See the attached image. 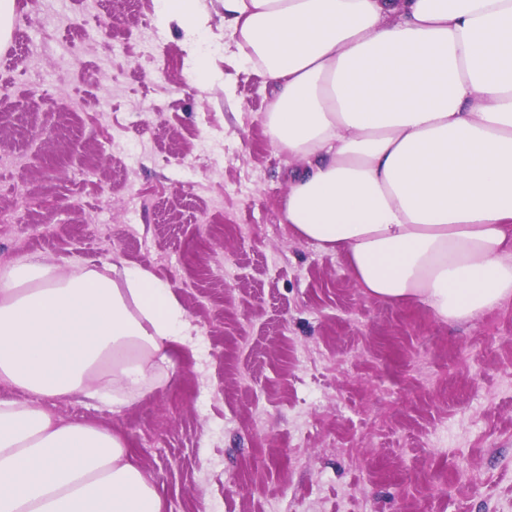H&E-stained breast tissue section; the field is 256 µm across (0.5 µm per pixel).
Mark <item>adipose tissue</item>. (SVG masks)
<instances>
[{
	"instance_id": "adipose-tissue-1",
	"label": "adipose tissue",
	"mask_w": 512,
	"mask_h": 512,
	"mask_svg": "<svg viewBox=\"0 0 512 512\" xmlns=\"http://www.w3.org/2000/svg\"><path fill=\"white\" fill-rule=\"evenodd\" d=\"M157 0L218 22L264 76L300 162L282 223L364 292L468 322L512 299V0ZM194 327L152 272L0 268V512H166L124 436L46 409L121 411L163 387Z\"/></svg>"
}]
</instances>
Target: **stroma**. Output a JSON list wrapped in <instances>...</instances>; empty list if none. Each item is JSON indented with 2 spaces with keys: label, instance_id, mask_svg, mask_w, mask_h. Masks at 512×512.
<instances>
[{
  "label": "stroma",
  "instance_id": "1",
  "mask_svg": "<svg viewBox=\"0 0 512 512\" xmlns=\"http://www.w3.org/2000/svg\"><path fill=\"white\" fill-rule=\"evenodd\" d=\"M16 0L0 40V267L149 269L197 358L112 412L167 512H512V300L464 322L368 297L281 221L263 77L155 0Z\"/></svg>",
  "mask_w": 512,
  "mask_h": 512
}]
</instances>
